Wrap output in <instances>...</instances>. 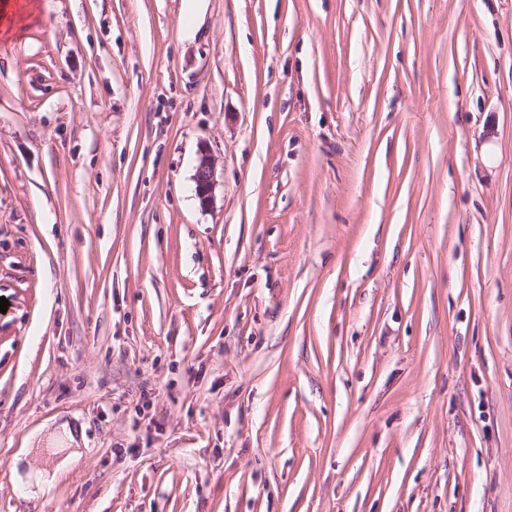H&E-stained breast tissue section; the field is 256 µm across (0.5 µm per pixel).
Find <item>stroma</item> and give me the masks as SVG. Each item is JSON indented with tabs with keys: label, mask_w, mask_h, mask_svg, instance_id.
<instances>
[{
	"label": "stroma",
	"mask_w": 512,
	"mask_h": 512,
	"mask_svg": "<svg viewBox=\"0 0 512 512\" xmlns=\"http://www.w3.org/2000/svg\"><path fill=\"white\" fill-rule=\"evenodd\" d=\"M0 297V512H512V0H0ZM195 191L201 203L208 204L215 187V170L207 153H201L194 176ZM72 441L73 438L69 430L64 426L60 438L47 441V445H50V447H46V450L51 456H55V458L60 457L63 453L71 449L67 448V442L72 443ZM26 451L27 449L22 448L16 455L11 467V474L14 482L25 489V496L28 499L37 498L47 493L62 476L72 459L78 455L76 450L68 451L60 461H54L50 467L44 468L35 474L30 473L26 475L24 480V478L17 473V462Z\"/></svg>",
	"instance_id": "1"
}]
</instances>
